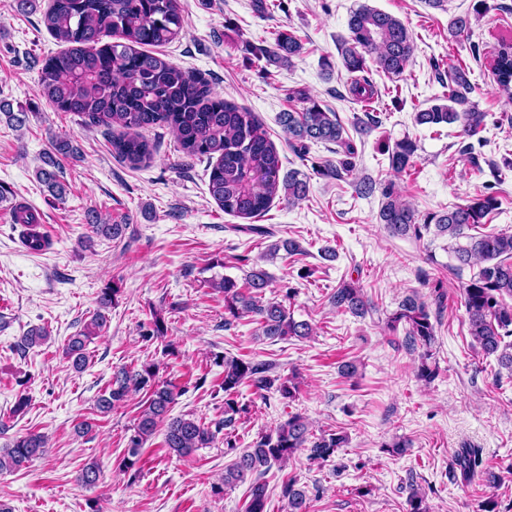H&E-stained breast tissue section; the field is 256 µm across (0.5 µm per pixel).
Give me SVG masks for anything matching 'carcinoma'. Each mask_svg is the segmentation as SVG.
Masks as SVG:
<instances>
[{
    "label": "carcinoma",
    "instance_id": "cac0c4a2",
    "mask_svg": "<svg viewBox=\"0 0 512 512\" xmlns=\"http://www.w3.org/2000/svg\"><path fill=\"white\" fill-rule=\"evenodd\" d=\"M46 29L70 48L44 60L41 68L42 94L61 112H71L90 127H119L112 138L113 153L133 167L150 162L154 146L142 131L167 127L175 135L180 149L189 157L210 160L208 190L224 213L252 219L265 215L274 199L283 196L288 203L307 197L310 182L298 171L280 175L281 163L270 134L255 113L215 93L210 85L190 71L178 67L159 54L148 51L174 41L183 28L181 0H49L43 13ZM349 36L339 43L345 69L353 75L349 93L359 101L374 98L376 89L366 76L367 59L391 75L402 74L413 55L414 44L407 27L393 15L359 5L348 20ZM302 44L292 35L280 33L270 46L255 48V53L276 66H286L301 54ZM489 70L499 92L512 99V41L501 39L489 57ZM472 83L461 66L448 67L447 102L434 104L416 113L420 125L456 124L461 135L473 137L484 126L486 113L470 101ZM280 124L288 133V142L304 153L311 142L333 143L336 153L344 155L338 163L321 169L324 176L338 180L350 172L357 147L345 136L336 113L325 111L312 101L301 112H283ZM415 146L408 140L395 143L388 151L390 168L397 174L412 167ZM57 160L49 156L35 172L36 179L52 196L61 198L64 186L57 180ZM380 222L396 236L421 240L433 235L446 237L448 249L457 264L467 267L470 278L462 296L468 332L483 355L496 356L498 365L512 375V233L479 232L486 217L496 209L497 199L480 195L469 203L433 214L419 223L413 207L395 192L389 181L381 187ZM224 293V325L244 315L255 318L261 335L271 340L306 337L313 328L297 321L281 301L265 299L270 276L254 269L243 284L226 277L212 283ZM338 310L356 316L368 313L369 302L357 283L343 281L330 295ZM105 316L98 312L83 330L70 337L66 354L79 370L86 365L87 343L101 330ZM395 332L404 327L413 343L427 347L421 355L419 379L430 382L438 367L428 363V347L435 339V325L428 304L417 294L406 296L386 322ZM47 332L34 327L21 337L18 349L41 343ZM214 364L224 367V420L211 428L188 415L169 420L165 447L178 457H187L199 448H208L217 435L224 434V447L237 448L233 435L237 418L249 413V407L237 400L240 386L250 382L259 389L275 391L293 400L299 390L293 376H271V365L238 357L215 356ZM158 365L116 371L108 395L101 396L97 408L112 410L133 390L149 391L145 408L133 428L123 459L127 470L141 460V450L166 417L170 405L183 392L172 381L157 380ZM347 444V437L336 432L314 434L305 418L292 414L273 432L261 435L236 460L227 466L222 483L214 493L224 492L244 479L246 473L283 466L301 451L312 463L329 461ZM47 441L39 433L15 438L0 448V470L20 469L46 453ZM463 474L488 482L494 472L483 464L478 448H463L455 458ZM288 512H307L304 491L290 479L281 488ZM266 484L251 485L245 512H267Z\"/></svg>",
    "mask_w": 512,
    "mask_h": 512
}]
</instances>
